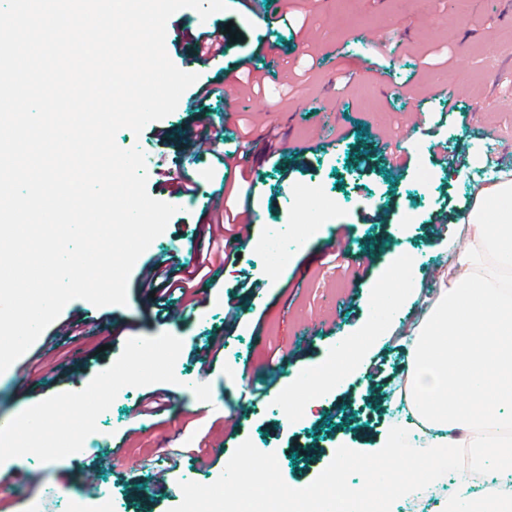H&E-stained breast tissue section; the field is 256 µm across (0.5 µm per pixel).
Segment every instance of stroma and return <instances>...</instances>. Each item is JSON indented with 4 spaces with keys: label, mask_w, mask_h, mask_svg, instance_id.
Returning a JSON list of instances; mask_svg holds the SVG:
<instances>
[{
    "label": "stroma",
    "mask_w": 512,
    "mask_h": 512,
    "mask_svg": "<svg viewBox=\"0 0 512 512\" xmlns=\"http://www.w3.org/2000/svg\"><path fill=\"white\" fill-rule=\"evenodd\" d=\"M253 2L226 0L225 10L205 19L194 9L178 10L167 21L166 51L176 67L200 80L232 77V85L211 99L212 123L225 148H234L242 125L274 126L304 163L294 168L272 159L256 165L257 224L247 251L238 265L215 274L206 307L165 321L156 314L145 272L192 257L191 232L220 189L224 168L214 157L184 152L197 121L186 93L160 122L165 136L148 127L117 133L119 147L144 153L152 197L171 200L156 172L174 163L202 191L193 201L171 200L177 211L135 262L125 304L98 307L74 299L64 306L32 345L44 362L29 374L26 393L13 388L24 360L0 372V439L28 450L20 462L10 450L0 451V475L20 466L46 475L41 483L7 491V512H28L34 502L43 512H65L74 495L108 496L112 512H171L182 500L181 482L207 485L219 478L224 463L209 467L186 458L165 491L144 470L126 476L101 466L79 479L91 456L116 448L144 452L148 426L159 435L177 434L176 446L183 450L211 434L228 457L252 441L258 450L275 453L292 487L312 482L339 446L374 452L395 428L402 429L407 449L424 442L408 428L407 404L392 386L381 385L366 400L365 373L381 359L387 375L397 377L405 353L391 327L419 319L421 300L432 293V273L448 267L465 244L456 221L441 230L432 223L445 199L467 207L472 186L496 177L497 163L512 171V0H466L462 7L448 0H288L287 22L270 27L253 24ZM220 22L237 31L223 58L192 59L180 39L182 27L198 33ZM359 30L382 36L384 47L373 50L356 38ZM270 54L279 77L250 97L236 79L238 64L248 59L262 68ZM446 83L463 111L444 121L437 93ZM419 110L428 119L416 129L411 118ZM483 125L502 136L498 158H491L480 136ZM438 141L448 146L446 159L430 152ZM381 142L410 154L409 168L397 174L384 168ZM374 237L385 247L359 274L342 276L324 267L325 253H347ZM395 253L410 259L401 278L394 272ZM243 278L258 287L230 323L225 316L237 304L234 290ZM378 280L389 282L403 301L375 335L366 336L362 328L372 315ZM332 318L338 322L334 334L309 335L312 324ZM208 336L223 337L224 356L205 369L198 355ZM343 340L363 349L357 369L339 372V385L312 411L289 416L290 383L308 370L327 369ZM276 344L291 349L292 357L268 388L266 363ZM256 381L262 387L255 397L240 402L243 385ZM160 388L173 398L157 426L139 415L137 401ZM203 402L213 405L208 416L189 421ZM57 414L66 421L64 429L51 427ZM56 448L70 454L55 468L48 452Z\"/></svg>",
    "instance_id": "35a3bbf8"
}]
</instances>
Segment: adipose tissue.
Here are the masks:
<instances>
[{
    "instance_id": "1",
    "label": "adipose tissue",
    "mask_w": 512,
    "mask_h": 512,
    "mask_svg": "<svg viewBox=\"0 0 512 512\" xmlns=\"http://www.w3.org/2000/svg\"><path fill=\"white\" fill-rule=\"evenodd\" d=\"M462 224L467 248L440 274L434 298L400 339L406 349L401 393L434 437L421 460L388 476L397 492L404 475L436 478L449 459L468 451L448 512H474L484 447L495 445L512 461V419L496 413L499 403L512 401V178L476 186ZM490 257L496 265L489 270Z\"/></svg>"
}]
</instances>
